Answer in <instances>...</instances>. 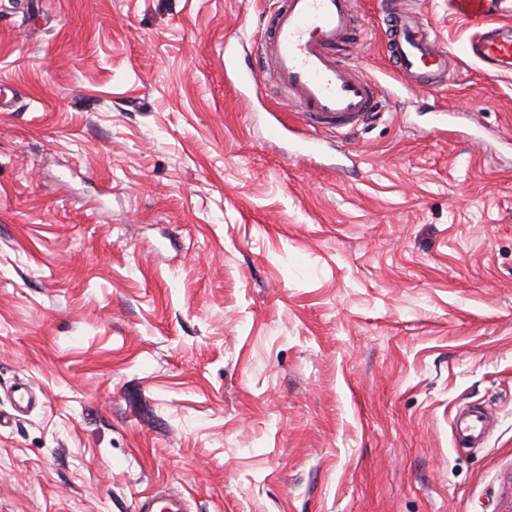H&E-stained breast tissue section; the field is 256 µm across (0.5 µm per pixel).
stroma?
<instances>
[{"label":"stroma","mask_w":512,"mask_h":512,"mask_svg":"<svg viewBox=\"0 0 512 512\" xmlns=\"http://www.w3.org/2000/svg\"><path fill=\"white\" fill-rule=\"evenodd\" d=\"M415 2L447 82L361 0L388 109L339 136L260 73L271 0H0V512H512V70ZM383 17L382 46L402 80L429 86L448 77V51L429 33L428 22L402 6L401 0L378 1ZM163 503L164 507L158 508ZM139 512H188L187 499L180 494L157 496L154 494L143 496L138 505Z\"/></svg>","instance_id":"35a3bbf8"}]
</instances>
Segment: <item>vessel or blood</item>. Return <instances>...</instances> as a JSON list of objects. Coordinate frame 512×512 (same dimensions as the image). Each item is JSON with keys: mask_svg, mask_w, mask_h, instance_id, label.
<instances>
[{"mask_svg": "<svg viewBox=\"0 0 512 512\" xmlns=\"http://www.w3.org/2000/svg\"><path fill=\"white\" fill-rule=\"evenodd\" d=\"M358 0H273L256 57L286 92L285 103L313 128L340 134L382 110L384 91L350 60L361 35ZM382 46L402 80L429 86L448 77L449 57L429 33L426 19L402 0H379ZM512 13V0H471L463 16L472 34L466 53L485 69L512 64V36L491 26L489 11ZM138 512H188L179 494L143 496Z\"/></svg>", "mask_w": 512, "mask_h": 512, "instance_id": "vessel-or-blood-1", "label": "vessel or blood"}]
</instances>
